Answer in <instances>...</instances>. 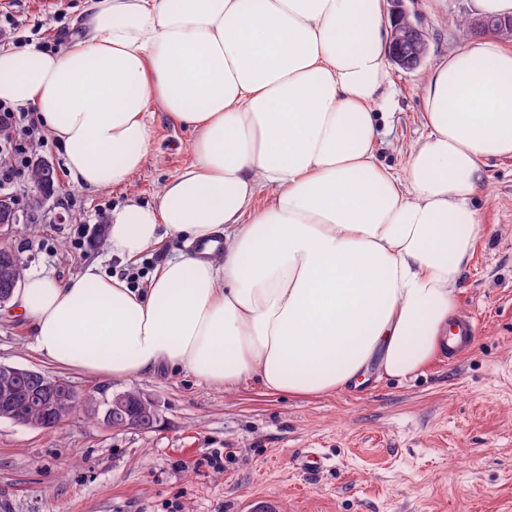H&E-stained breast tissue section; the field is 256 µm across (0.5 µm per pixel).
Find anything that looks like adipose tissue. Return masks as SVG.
Returning a JSON list of instances; mask_svg holds the SVG:
<instances>
[{"label": "adipose tissue", "mask_w": 512, "mask_h": 512, "mask_svg": "<svg viewBox=\"0 0 512 512\" xmlns=\"http://www.w3.org/2000/svg\"><path fill=\"white\" fill-rule=\"evenodd\" d=\"M393 36L386 0H87L63 51L0 48V101L40 113L77 186L130 185L157 112L192 128L156 202L113 212L110 256L224 238L142 288L95 264L26 272L34 350L112 380L179 368L301 397L420 373L485 233L483 163L512 156V49L488 35L426 73L427 132L399 174L376 151Z\"/></svg>", "instance_id": "obj_1"}]
</instances>
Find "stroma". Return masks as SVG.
<instances>
[{
    "mask_svg": "<svg viewBox=\"0 0 512 512\" xmlns=\"http://www.w3.org/2000/svg\"><path fill=\"white\" fill-rule=\"evenodd\" d=\"M84 4L0 0V48L60 49L77 34ZM406 6L430 49L423 68L391 71L394 114L379 156L399 173L425 132V70L463 46L452 20L474 11L472 0ZM12 140L57 174L43 218L0 239L29 258L30 269L69 280L98 264L137 274L141 287L183 249L177 239L123 265L99 239L114 209L132 196L155 202L190 163V129L157 115L131 186L98 191L68 180L50 135L26 140L16 129ZM484 178L475 205L487 233L457 284V312L473 322V343L453 359L437 354L409 379L322 398L272 395L255 384L227 392L181 369L105 381L39 357L28 326L12 308L0 309V364L39 369L100 400L138 390L161 414L149 433L112 428L81 408L49 430L0 420V512H512V157L488 160ZM312 449L324 466L309 473L299 459Z\"/></svg>",
    "mask_w": 512,
    "mask_h": 512,
    "instance_id": "obj_1",
    "label": "stroma"
}]
</instances>
